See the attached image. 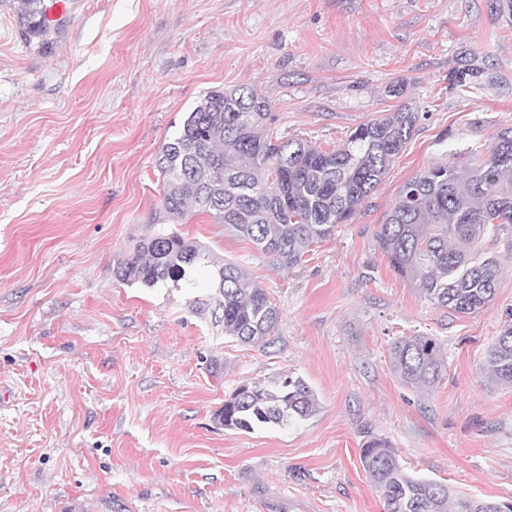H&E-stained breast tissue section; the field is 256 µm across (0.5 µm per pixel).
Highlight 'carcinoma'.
Returning <instances> with one entry per match:
<instances>
[{"label": "carcinoma", "instance_id": "1", "mask_svg": "<svg viewBox=\"0 0 512 512\" xmlns=\"http://www.w3.org/2000/svg\"><path fill=\"white\" fill-rule=\"evenodd\" d=\"M23 31L54 33L47 11L55 0H9ZM270 102L256 88L211 90L162 148L163 209L184 221L208 214L252 242L282 266L298 263L308 247L352 218L381 183L392 158L414 135L419 113L402 105L357 127L338 148L323 151L300 139L272 141L262 134ZM512 248V128L497 135L465 167L444 160L407 181L376 233L390 266L430 303L458 314L490 304L501 263L494 247ZM120 282L153 288L180 283L204 290L192 301L246 344H268L280 313L267 292L237 263L220 259L200 241L161 229L140 241L113 269ZM400 381L428 390L447 370L434 336H402L390 347ZM480 373L512 387V323L491 343ZM319 402L304 380L283 374L239 385L216 418L226 428L252 432L310 419ZM363 470L380 492L384 512H512V500L487 501L447 484L410 474L397 449L369 437Z\"/></svg>", "mask_w": 512, "mask_h": 512}]
</instances>
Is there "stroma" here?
Listing matches in <instances>:
<instances>
[{"mask_svg":"<svg viewBox=\"0 0 512 512\" xmlns=\"http://www.w3.org/2000/svg\"><path fill=\"white\" fill-rule=\"evenodd\" d=\"M48 43L0 5V512H384L360 450L512 500V389L479 366L512 320V253L473 314L426 301L376 233L401 186L512 128L499 0H65ZM463 68L478 75L458 86ZM256 86L269 136L336 149L400 105L415 133L353 219L287 268L208 215L179 232L238 263L281 320L270 346L198 318L188 288L115 279L165 227L162 147L215 89ZM401 88L393 96L392 88ZM436 337L447 371L403 385L389 348ZM301 377L292 427L227 429L245 381Z\"/></svg>","mask_w":512,"mask_h":512,"instance_id":"stroma-1","label":"stroma"}]
</instances>
